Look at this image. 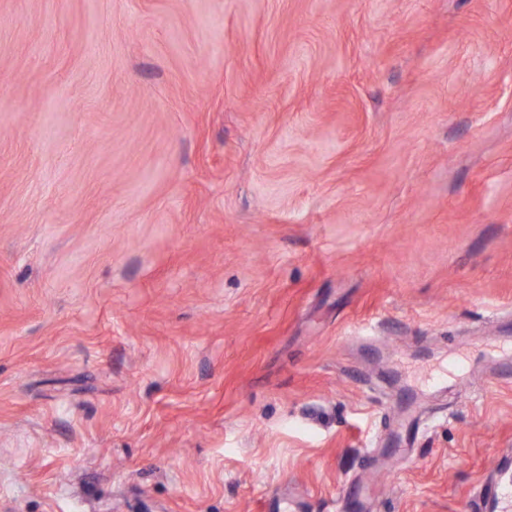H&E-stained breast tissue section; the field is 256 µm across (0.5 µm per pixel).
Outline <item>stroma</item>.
Segmentation results:
<instances>
[{"mask_svg":"<svg viewBox=\"0 0 512 512\" xmlns=\"http://www.w3.org/2000/svg\"><path fill=\"white\" fill-rule=\"evenodd\" d=\"M500 337L512 0H0V512H470ZM460 345L459 353L456 357L441 363L431 371L429 382L432 388L434 387L436 390H439L447 384L448 374L454 375L456 379H461L468 375L469 344L461 341Z\"/></svg>","mask_w":512,"mask_h":512,"instance_id":"1","label":"stroma"}]
</instances>
